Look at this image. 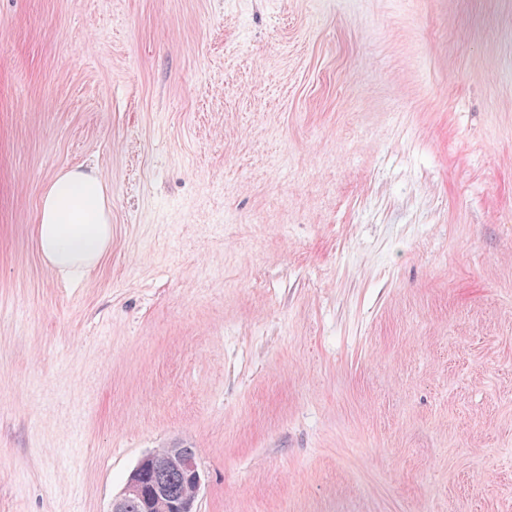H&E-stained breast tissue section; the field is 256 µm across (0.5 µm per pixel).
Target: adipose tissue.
<instances>
[{
    "instance_id": "adipose-tissue-1",
    "label": "adipose tissue",
    "mask_w": 512,
    "mask_h": 512,
    "mask_svg": "<svg viewBox=\"0 0 512 512\" xmlns=\"http://www.w3.org/2000/svg\"><path fill=\"white\" fill-rule=\"evenodd\" d=\"M35 230L44 263L64 279L80 280L112 245L103 177L80 166L55 177L41 197Z\"/></svg>"
}]
</instances>
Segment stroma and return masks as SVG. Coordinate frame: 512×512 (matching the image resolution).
<instances>
[{"instance_id":"obj_1","label":"stroma","mask_w":512,"mask_h":512,"mask_svg":"<svg viewBox=\"0 0 512 512\" xmlns=\"http://www.w3.org/2000/svg\"><path fill=\"white\" fill-rule=\"evenodd\" d=\"M179 444L198 512H512V0H0V512ZM35 230L43 262L64 279L80 280L112 245L103 177L82 166L55 177L41 197Z\"/></svg>"}]
</instances>
